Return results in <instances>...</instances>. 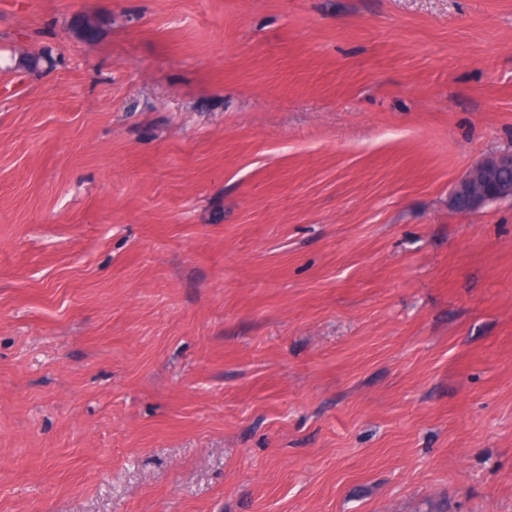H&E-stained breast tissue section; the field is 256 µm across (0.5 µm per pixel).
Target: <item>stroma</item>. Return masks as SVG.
I'll use <instances>...</instances> for the list:
<instances>
[{
    "label": "stroma",
    "mask_w": 512,
    "mask_h": 512,
    "mask_svg": "<svg viewBox=\"0 0 512 512\" xmlns=\"http://www.w3.org/2000/svg\"><path fill=\"white\" fill-rule=\"evenodd\" d=\"M507 150L512 0H0V512H512ZM62 60L54 54L52 47L43 46L34 54L20 59L18 66L31 72H41L55 68ZM512 168V152L490 155L474 165L456 184L460 212L476 213L490 202L510 200L512 183L502 181L499 172Z\"/></svg>",
    "instance_id": "35a3bbf8"
}]
</instances>
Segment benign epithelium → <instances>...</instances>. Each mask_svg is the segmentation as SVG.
<instances>
[{
    "label": "benign epithelium",
    "instance_id": "7a95c632",
    "mask_svg": "<svg viewBox=\"0 0 512 512\" xmlns=\"http://www.w3.org/2000/svg\"><path fill=\"white\" fill-rule=\"evenodd\" d=\"M512 168V152L490 155L474 165L456 184L459 208L465 214L476 213L490 202L512 198V183L499 178V172Z\"/></svg>",
    "mask_w": 512,
    "mask_h": 512
}]
</instances>
